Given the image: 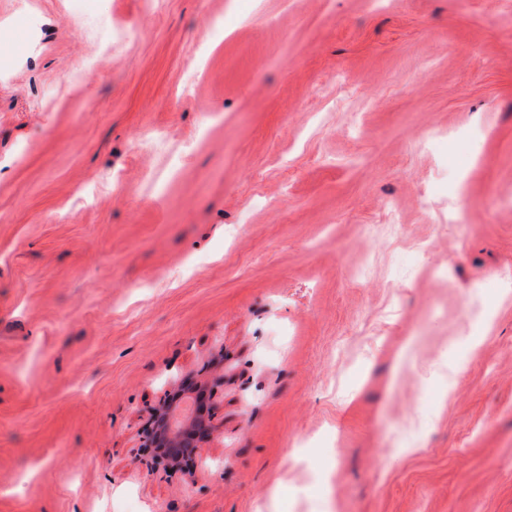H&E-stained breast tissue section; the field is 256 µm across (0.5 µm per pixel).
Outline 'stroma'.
I'll use <instances>...</instances> for the list:
<instances>
[{
  "mask_svg": "<svg viewBox=\"0 0 512 512\" xmlns=\"http://www.w3.org/2000/svg\"><path fill=\"white\" fill-rule=\"evenodd\" d=\"M0 512H512V0H0ZM224 385V370L210 373L209 378L196 382H186L174 379L170 389L159 403L151 409L147 426L143 431V444L145 448L142 455L137 457L138 465L145 466L147 472L152 475L163 473L171 476L177 472H189L196 468L202 461L199 451V442H202L210 434L215 417L214 407L202 413L196 408L192 416L194 433L202 435L199 440L193 439L185 443L180 438V431L173 433L168 425L169 414L174 406L173 394L178 396L183 393H194L198 390L208 389L213 395L215 389ZM172 391H175L171 394ZM190 447V448H189Z\"/></svg>",
  "mask_w": 512,
  "mask_h": 512,
  "instance_id": "1",
  "label": "stroma"
}]
</instances>
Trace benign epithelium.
I'll return each mask as SVG.
<instances>
[{
	"label": "benign epithelium",
	"mask_w": 512,
	"mask_h": 512,
	"mask_svg": "<svg viewBox=\"0 0 512 512\" xmlns=\"http://www.w3.org/2000/svg\"><path fill=\"white\" fill-rule=\"evenodd\" d=\"M224 386V373L215 371L209 377L196 381L186 382L175 379L170 384V390L155 407L151 409L147 426L145 427L142 455L137 457V463L144 466L152 475L163 473L171 476L177 472H189L196 468L202 461L199 451V442L193 440L185 443L180 438V433L170 430L168 419L175 399L173 394L194 393L198 390H209ZM215 417L214 409L202 413L195 411L192 416L194 432L207 438L210 434Z\"/></svg>",
	"instance_id": "benign-epithelium-1"
}]
</instances>
